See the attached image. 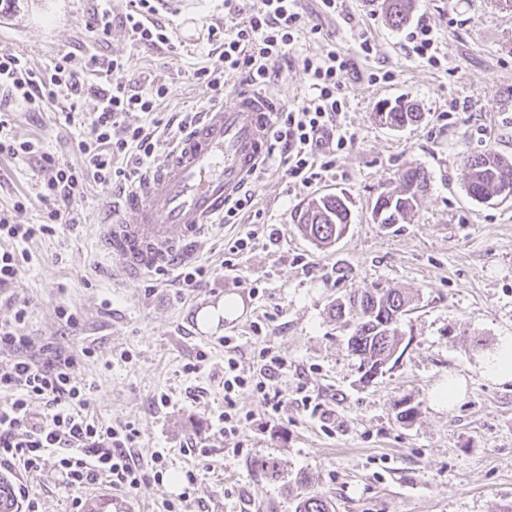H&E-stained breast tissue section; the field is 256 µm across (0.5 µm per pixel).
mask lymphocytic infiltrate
<instances>
[{
    "label": "lymphocytic infiltrate",
    "instance_id": "lymphocytic-infiltrate-1",
    "mask_svg": "<svg viewBox=\"0 0 512 512\" xmlns=\"http://www.w3.org/2000/svg\"><path fill=\"white\" fill-rule=\"evenodd\" d=\"M131 3L125 25L145 44H169L166 27L154 19V0ZM224 7L229 13L245 14L246 19L230 35L223 27L210 28V41L223 48L224 68L197 70V78L207 81L219 95L229 73L239 75L248 86H268L277 76L275 62L288 58L298 32L305 27L298 0H224ZM102 66L110 72L124 68L119 60L103 63L92 57L80 68L64 59L49 71L39 72L17 54L0 50V94L20 100L29 111H54L69 124L82 98L90 95L97 101L86 120L87 133L77 144L81 157L77 164L42 151L36 142L14 140L7 132L8 113H0V156L37 157L41 171L37 196L44 205L38 224L14 223L9 213L1 211L0 240L23 242L54 235L58 225L74 223L72 205L81 197L87 179L105 186L130 182L142 167L156 161L154 132L142 125H122L121 118L129 112H155L167 88L153 86L131 94L121 83H90L86 72ZM302 66L312 97L301 109L278 113L271 138L288 176L306 185L332 170L333 154L351 146L354 136L329 129L343 106L339 93L349 67L346 57L330 51L304 57ZM121 153L133 157L132 168L113 167L114 156ZM26 316L27 309L21 306L12 319L0 321V349L15 355L9 367L0 368V392L13 395L8 405L0 407V468L41 472L45 456L52 450L66 485L72 488L104 481L114 489L131 492L150 480L162 482L166 470L162 457H155L149 469L137 460L138 432L132 424L106 425L85 415L89 397L74 377L73 368L79 360L91 357L92 349L76 352L50 343L36 345L32 337L17 332ZM258 358L260 369L253 376L240 370L236 358L224 361V410L218 421L224 433L237 437L242 446L248 441L245 428L253 417L238 408L235 393L252 389L274 411L281 403L275 383L287 366L286 359L268 347L259 351ZM35 400L47 408L43 419L30 413L29 406Z\"/></svg>",
    "mask_w": 512,
    "mask_h": 512
}]
</instances>
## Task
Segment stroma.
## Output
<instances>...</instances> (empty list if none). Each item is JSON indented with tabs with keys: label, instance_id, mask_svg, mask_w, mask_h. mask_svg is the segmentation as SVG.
I'll list each match as a JSON object with an SVG mask.
<instances>
[{
	"label": "stroma",
	"instance_id": "obj_1",
	"mask_svg": "<svg viewBox=\"0 0 512 512\" xmlns=\"http://www.w3.org/2000/svg\"><path fill=\"white\" fill-rule=\"evenodd\" d=\"M100 0H14L0 14V49L45 70L64 55L76 64L89 57L121 58L113 72L129 93L166 86L153 116L130 112L131 126L167 125L214 102L195 77L200 68L222 67L207 29L233 30L240 19L224 0H173L158 7L156 21L171 45L137 40L123 17L129 0H110L112 28L99 37L89 22ZM309 24L299 33L295 58L277 64L270 91L281 106L299 108L310 97L301 59L327 51L349 61L342 112L336 124L355 135L339 152L333 171L310 186L293 183L278 156H270L248 185L250 208L233 224L203 236L196 263L212 275L186 291L152 276L122 285L110 273L95 237L101 204L111 188L88 180L73 208L78 226H59L51 237L25 243L30 256L14 284L16 301L28 307L18 334L73 350L93 346V358L73 373L85 384L89 416L106 424L132 423L143 466L165 456L163 484L147 482L126 494L101 483L66 488L53 462L43 470L16 472L39 512H73L95 497L104 512H164L163 500L183 490L185 472L198 480L186 512H294L310 492L325 496L331 512H512V382L488 372L501 336L512 335V200L487 203L465 189L467 156L493 149L512 158V7L500 0H415L411 18L426 17L440 41L438 64L410 57L400 28L391 26L384 0H343L325 14L319 0H301ZM372 43L361 53L358 34ZM389 73L372 82L371 74ZM413 100L421 122L399 130L375 117L379 103ZM11 136L34 140L76 163L79 125L59 124L53 113L12 107ZM423 166L430 183L410 219L374 223L379 193L393 190L406 164ZM39 168L29 159L0 158V210L15 223L37 224L40 205L15 210L19 194L35 195ZM352 201L353 222L342 238L319 248L297 227L295 215L328 193ZM260 224L273 225L275 243L245 252L236 273L224 270L225 240ZM259 289L239 326L195 335L202 308L239 301L241 290ZM399 288L412 297L398 328L401 357L370 384L360 381L358 360L347 349L351 328L336 319L338 298L357 288ZM76 313L66 325L58 307ZM231 336L224 346L222 336ZM268 347L288 361L277 386L282 406L269 414L261 396L237 393L240 408L254 414L243 452L230 456L236 437L213 425L224 409V360L233 356L245 373L257 369ZM201 370L185 373L199 352ZM464 385L450 407L432 402L448 380ZM168 395V406L154 397ZM317 408L304 405V396ZM413 408L412 422L397 414ZM272 459L277 475L261 470Z\"/></svg>",
	"mask_w": 512,
	"mask_h": 512
}]
</instances>
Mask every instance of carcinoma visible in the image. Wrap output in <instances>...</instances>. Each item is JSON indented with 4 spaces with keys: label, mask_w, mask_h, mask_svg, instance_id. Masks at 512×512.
Returning <instances> with one entry per match:
<instances>
[{
    "label": "carcinoma",
    "mask_w": 512,
    "mask_h": 512,
    "mask_svg": "<svg viewBox=\"0 0 512 512\" xmlns=\"http://www.w3.org/2000/svg\"><path fill=\"white\" fill-rule=\"evenodd\" d=\"M386 16L393 26L402 25L412 7V0H386ZM380 121L391 129H400L418 122L422 113L409 101L396 100L380 104ZM467 191L478 202L504 200L500 191L504 182L512 184V160L492 149L467 157ZM400 189L380 193L372 208L373 220L379 224H399L414 211L419 194L427 189L428 172L410 165L399 176ZM352 223L351 201L343 193L328 194L309 205L299 216L302 233L321 247H329L346 233ZM411 300L397 289L357 288L343 301H336V317L353 319L347 340L348 350L368 366L361 380L369 383L372 376L384 371L392 359L398 342L397 323L409 311ZM331 504L321 495L310 493L301 499L295 512H330Z\"/></svg>",
    "instance_id": "cac0c4a2"
}]
</instances>
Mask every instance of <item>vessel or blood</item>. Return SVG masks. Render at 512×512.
<instances>
[{
    "label": "vessel or blood",
    "instance_id": "1",
    "mask_svg": "<svg viewBox=\"0 0 512 512\" xmlns=\"http://www.w3.org/2000/svg\"><path fill=\"white\" fill-rule=\"evenodd\" d=\"M275 98L238 89L179 131L159 159L117 199H106L98 247L128 281L193 257L205 230L266 161Z\"/></svg>",
    "mask_w": 512,
    "mask_h": 512
}]
</instances>
